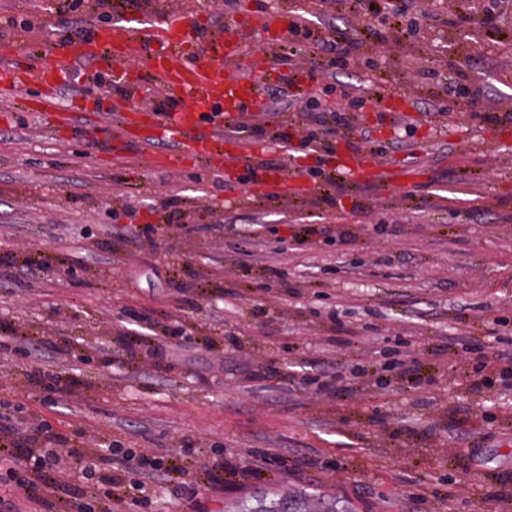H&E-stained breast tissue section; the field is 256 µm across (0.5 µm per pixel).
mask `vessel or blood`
Returning <instances> with one entry per match:
<instances>
[{
    "mask_svg": "<svg viewBox=\"0 0 512 512\" xmlns=\"http://www.w3.org/2000/svg\"><path fill=\"white\" fill-rule=\"evenodd\" d=\"M199 37L200 29L194 22L166 21L153 42L137 29L120 37L112 28L101 26L88 38L68 40L64 52L72 62H91L111 68L114 84L124 88L131 87L132 81L125 70L112 65L116 48L121 46L145 56L150 76L176 100L177 110L171 114L154 111L148 115L139 109L127 111L125 128L149 127L144 144L164 143L175 148L177 154L188 152L207 159L228 152L238 141L223 128L203 129L205 117L215 112L238 117L259 111L267 84L280 81L281 74L276 70L244 73L238 65L242 44L233 36L219 38L220 52L211 61H198ZM63 79V71L51 63L33 69L23 65L0 66L1 90L33 81L44 88L45 94L37 100L35 108L51 124L62 117L56 89ZM341 156V171L354 173L361 181L377 184L396 178L394 170L379 171L352 150L342 151Z\"/></svg>",
    "mask_w": 512,
    "mask_h": 512,
    "instance_id": "b4317fda",
    "label": "vessel or blood"
}]
</instances>
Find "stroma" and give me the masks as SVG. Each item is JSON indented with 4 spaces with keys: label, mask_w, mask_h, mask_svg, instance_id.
Returning a JSON list of instances; mask_svg holds the SVG:
<instances>
[{
    "label": "stroma",
    "mask_w": 512,
    "mask_h": 512,
    "mask_svg": "<svg viewBox=\"0 0 512 512\" xmlns=\"http://www.w3.org/2000/svg\"><path fill=\"white\" fill-rule=\"evenodd\" d=\"M240 2L258 21L241 33L249 67L283 68L265 23L289 9L317 36L383 27L315 0ZM469 4L424 0L405 43L305 80L338 109L381 82L404 111L362 109L330 139L369 130L365 152L422 164L420 178L324 186L335 155L282 154L272 93L265 136L244 148L302 188L270 199L228 158L162 166L165 145L115 149L124 90L53 43L201 16L207 58L239 15L225 0H0V45L66 71L73 115L53 133L22 105L40 85L0 95V437L22 417L97 458L129 448L184 467L113 470L144 494L112 512H233L269 489L356 512H512V120L484 121L493 104L512 112V0L496 35L448 27ZM36 368L60 391L33 384Z\"/></svg>",
    "instance_id": "obj_1"
}]
</instances>
